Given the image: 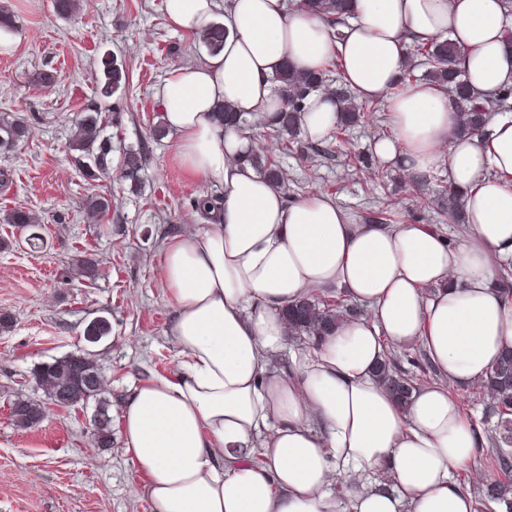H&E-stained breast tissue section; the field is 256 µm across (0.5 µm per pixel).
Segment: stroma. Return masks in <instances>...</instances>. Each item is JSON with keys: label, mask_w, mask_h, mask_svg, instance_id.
Instances as JSON below:
<instances>
[{"label": "stroma", "mask_w": 512, "mask_h": 512, "mask_svg": "<svg viewBox=\"0 0 512 512\" xmlns=\"http://www.w3.org/2000/svg\"><path fill=\"white\" fill-rule=\"evenodd\" d=\"M164 0H82L77 15L57 16L54 0H0L19 24L15 51L0 55V112H14L30 126L27 140L0 154V317L11 327L0 331V512H152L141 492L146 476L122 446L119 418L127 389L136 382L171 375L180 366L167 329L172 309L164 298L159 251L164 238L180 234L204 218L193 202L198 176L176 157L171 136L153 134L160 111L158 90L174 67L194 62L204 50L198 37L167 23ZM122 61L129 82L112 96L98 94V61L103 54ZM53 82L37 84L39 73ZM100 112L112 156L142 147L146 164L140 190L119 173L85 181L68 149L70 120L79 111ZM372 122L351 127L323 158L316 143L303 139L281 153L272 129L251 132L256 150L277 155L288 200L315 195L336 200L354 223H370L379 201L389 203L388 221L441 228L451 242L463 236L441 209L448 174L428 178L381 163L371 143L394 133L385 99H378ZM105 195L110 210L103 220L86 221L88 197ZM16 209L34 214L42 239L30 247L27 229L7 223ZM97 263L93 277L75 275L78 258ZM107 319L110 335L87 342V327ZM86 350L95 354L112 395V445L98 447L87 411L47 406L40 424L22 430L13 424L15 396H38L35 365ZM393 369L412 376L415 386L440 375L424 350H391ZM452 395L482 439L468 469L454 481L470 494L492 477L491 460L500 442L494 404L475 385L452 388Z\"/></svg>", "instance_id": "stroma-1"}]
</instances>
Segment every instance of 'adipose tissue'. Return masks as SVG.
I'll return each instance as SVG.
<instances>
[{
    "label": "adipose tissue",
    "instance_id": "ef3b65f1",
    "mask_svg": "<svg viewBox=\"0 0 512 512\" xmlns=\"http://www.w3.org/2000/svg\"><path fill=\"white\" fill-rule=\"evenodd\" d=\"M336 32L287 0H164L175 30L223 24L224 47L173 68L159 90L181 164L224 202L211 224L166 239L161 281L174 313L177 372L141 381L123 401V444L147 475L153 512H473L452 479L478 435L448 384L485 377L512 348V299L493 285L512 257V114L483 136L456 131L457 103L434 83L394 91L414 42L447 38L455 67L486 98L512 88V0H351ZM339 53L346 85L386 98L392 137L383 163L446 170L468 222L451 245L424 224H356L332 198L288 202L244 163L245 130L218 103L274 120L270 79L283 66L322 67ZM335 95L308 97L305 134L336 127ZM339 290L365 306L316 347L273 361L288 341L286 307ZM419 345L444 376L400 405L376 377L389 348ZM388 469L392 490L375 476Z\"/></svg>",
    "mask_w": 512,
    "mask_h": 512
}]
</instances>
